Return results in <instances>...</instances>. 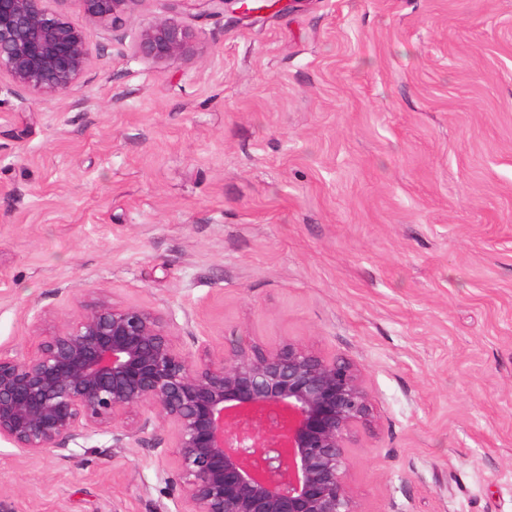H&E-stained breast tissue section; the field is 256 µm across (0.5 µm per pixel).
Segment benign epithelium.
Instances as JSON below:
<instances>
[{
	"label": "benign epithelium",
	"instance_id": "1",
	"mask_svg": "<svg viewBox=\"0 0 512 512\" xmlns=\"http://www.w3.org/2000/svg\"><path fill=\"white\" fill-rule=\"evenodd\" d=\"M0 0V73L53 97L69 91L94 57L90 31L48 6ZM105 27L143 0H76ZM168 16L144 25L135 53L174 66L196 36ZM373 403L359 370L294 341L261 348L245 337L186 353L164 315L101 297L59 322L24 359L0 354V441L29 458L63 459L94 435L138 448L167 430L185 493L183 512H357L348 481L357 431Z\"/></svg>",
	"mask_w": 512,
	"mask_h": 512
}]
</instances>
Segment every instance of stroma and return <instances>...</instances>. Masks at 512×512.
Here are the masks:
<instances>
[{"label": "stroma", "mask_w": 512, "mask_h": 512, "mask_svg": "<svg viewBox=\"0 0 512 512\" xmlns=\"http://www.w3.org/2000/svg\"><path fill=\"white\" fill-rule=\"evenodd\" d=\"M181 22L168 68L76 0L91 66L52 98L0 77V352L86 301L195 338L354 362L376 423L359 512H512V0H249ZM147 433L61 459L0 442V512H155L183 492Z\"/></svg>", "instance_id": "stroma-1"}]
</instances>
